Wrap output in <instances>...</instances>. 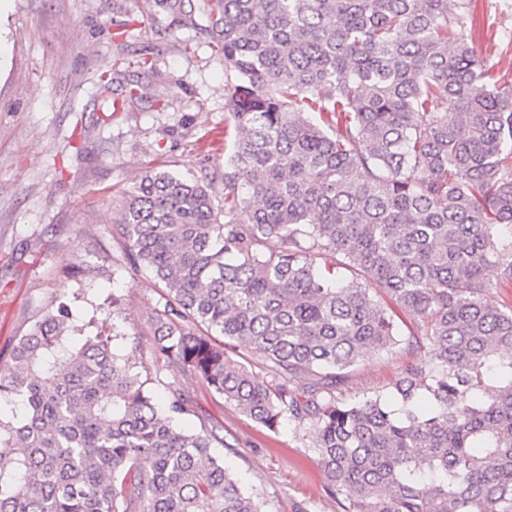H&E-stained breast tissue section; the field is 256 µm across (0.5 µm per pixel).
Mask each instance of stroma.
<instances>
[{"mask_svg": "<svg viewBox=\"0 0 512 512\" xmlns=\"http://www.w3.org/2000/svg\"><path fill=\"white\" fill-rule=\"evenodd\" d=\"M193 3L194 23L184 27L142 0H0V366L66 303L74 321L128 335L117 352L150 374L157 400L172 387L184 393L193 408L185 428L221 426L226 466L269 512H343L310 450L312 433L292 421L270 431L168 367L150 330L162 287L123 258L120 201L146 171L224 169V64L207 33L206 0ZM467 3L474 52L512 77V0ZM131 17L135 25L117 42V26ZM127 55L148 56L155 68L122 73L139 101L109 116L98 77ZM408 360L400 351L366 355L343 398L385 390Z\"/></svg>", "mask_w": 512, "mask_h": 512, "instance_id": "obj_1", "label": "stroma"}]
</instances>
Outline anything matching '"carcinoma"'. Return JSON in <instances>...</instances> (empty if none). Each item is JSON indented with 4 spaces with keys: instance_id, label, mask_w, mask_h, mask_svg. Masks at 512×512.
Wrapping results in <instances>:
<instances>
[{
    "instance_id": "cac0c4a2",
    "label": "carcinoma",
    "mask_w": 512,
    "mask_h": 512,
    "mask_svg": "<svg viewBox=\"0 0 512 512\" xmlns=\"http://www.w3.org/2000/svg\"><path fill=\"white\" fill-rule=\"evenodd\" d=\"M224 61L215 177L148 171L120 214L130 268L166 291L170 366L251 420L316 435L344 512H512V79L468 43L466 0H210ZM124 111L134 88L112 96ZM224 211V222L217 215ZM420 323L408 337L380 296ZM65 305L0 369V512H267L177 424L151 378ZM385 392L337 397L368 351H410ZM241 343L268 377L232 355Z\"/></svg>"
}]
</instances>
